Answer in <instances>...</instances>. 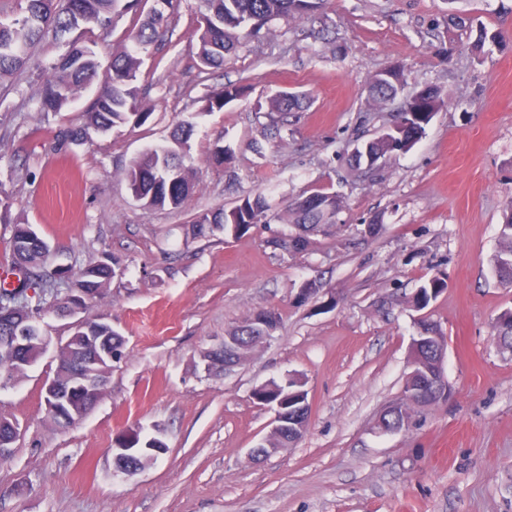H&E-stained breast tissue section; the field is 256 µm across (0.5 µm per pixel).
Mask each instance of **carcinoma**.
Segmentation results:
<instances>
[{"label": "carcinoma", "mask_w": 512, "mask_h": 512, "mask_svg": "<svg viewBox=\"0 0 512 512\" xmlns=\"http://www.w3.org/2000/svg\"><path fill=\"white\" fill-rule=\"evenodd\" d=\"M20 13L11 21L0 22V79L14 80L27 73L32 60L31 51L52 39L66 47V51L42 71V82L36 91L41 111L59 114L87 86L100 82L98 94L85 111V122L62 125L58 136L73 142L92 139L94 133H105L115 127L140 125L149 113L144 111L143 100L147 89L139 85L144 57L156 54L162 48L167 27L164 13L151 9L144 11L147 0H22ZM202 9L191 30L196 42V62L200 71L220 69L225 56L237 47L260 37L264 27L277 19H302L316 13L326 0H201ZM133 17L126 39L112 51L104 74H99L101 64L89 44L105 41L112 36L119 18L128 12ZM404 88V74L392 67L377 72L371 81L370 96L378 102L395 99ZM247 91L243 84L214 87L201 98L200 112L222 109L226 104ZM307 103V95L283 90L268 97L259 105L258 114L266 119L261 129L281 130L288 115L297 112ZM445 107L438 90L417 103L409 101L404 111L396 115L391 126L401 128L402 133L383 131L373 139L356 143L352 160L357 167L365 164L364 152L376 160H384L399 152H408L422 137L436 112ZM193 123L183 120L176 124L170 140L147 148L134 157L125 170L128 189L146 211L180 210L185 208L193 195L195 182L183 165V158L190 151L189 135ZM340 199L328 186L311 188L296 197L288 205V223L298 233H282L270 240L272 247L286 253L293 252L289 240L306 236L311 232L335 223ZM276 218L265 197L260 194L246 195L233 207H218L197 214L189 234L194 239L206 238L216 230L239 235L256 224H269ZM502 243L492 257V266L500 282L512 285V203L508 204L505 221L501 228ZM9 275L17 278V284L0 285V304L15 307L19 321L34 319L33 312L23 305L18 294L26 288H38L41 298L35 310H51L60 314L68 309V300L88 302L100 295L110 282L121 276L119 263L107 254L89 262L66 278L49 282L39 274L45 268L50 254L48 243L29 224L12 226L8 241ZM443 278L434 276L419 288L412 299L413 307L422 311L431 300L444 290ZM85 325L92 336L106 337L105 343L121 351L124 338L103 319L86 316ZM496 340L505 347L512 346V309L503 311L495 321ZM40 353L32 351L18 362L0 353V376L17 374L24 367L37 362ZM80 350L67 345L60 348L56 379L67 386L71 378L83 367Z\"/></svg>", "instance_id": "carcinoma-1"}]
</instances>
